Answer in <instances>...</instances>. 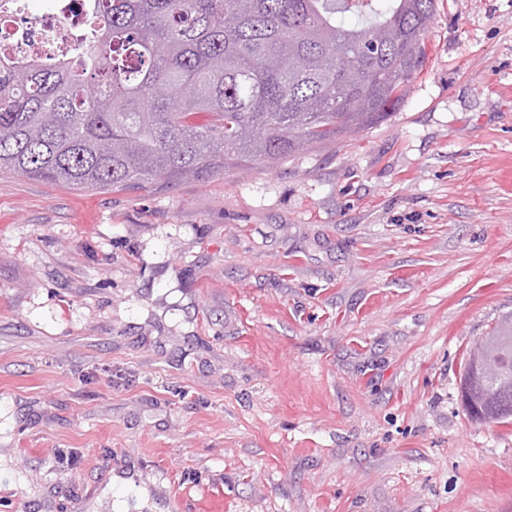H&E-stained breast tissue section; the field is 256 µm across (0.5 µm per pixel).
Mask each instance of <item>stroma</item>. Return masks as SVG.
Wrapping results in <instances>:
<instances>
[{"label":"stroma","mask_w":512,"mask_h":512,"mask_svg":"<svg viewBox=\"0 0 512 512\" xmlns=\"http://www.w3.org/2000/svg\"><path fill=\"white\" fill-rule=\"evenodd\" d=\"M390 120L167 190L0 173V512H512L463 355L512 311V0Z\"/></svg>","instance_id":"stroma-1"}]
</instances>
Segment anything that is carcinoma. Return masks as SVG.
I'll return each instance as SVG.
<instances>
[{
	"label": "carcinoma",
	"instance_id": "cac0c4a2",
	"mask_svg": "<svg viewBox=\"0 0 512 512\" xmlns=\"http://www.w3.org/2000/svg\"><path fill=\"white\" fill-rule=\"evenodd\" d=\"M436 0H89L66 59L0 56V171L76 189L206 180L388 119ZM200 115L206 116L202 123ZM512 312L466 352L477 420L512 421Z\"/></svg>",
	"mask_w": 512,
	"mask_h": 512
}]
</instances>
